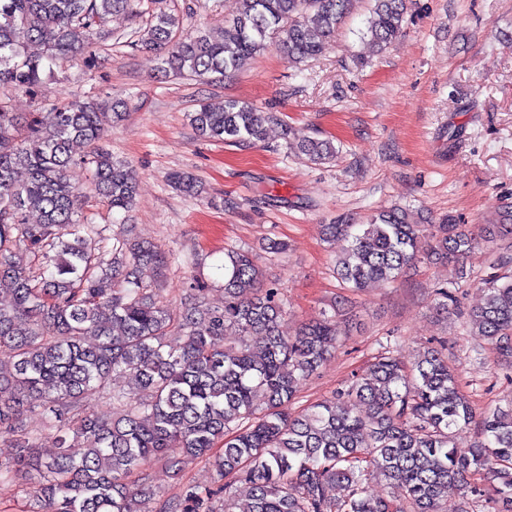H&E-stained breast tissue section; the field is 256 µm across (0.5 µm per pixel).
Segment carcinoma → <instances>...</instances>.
I'll list each match as a JSON object with an SVG mask.
<instances>
[{
    "label": "carcinoma",
    "mask_w": 512,
    "mask_h": 512,
    "mask_svg": "<svg viewBox=\"0 0 512 512\" xmlns=\"http://www.w3.org/2000/svg\"><path fill=\"white\" fill-rule=\"evenodd\" d=\"M162 0H0V87L34 96L53 66L89 48L106 18L140 19L132 46L163 55L164 71L203 82L218 80L270 48L295 64L322 56L351 13L354 0H238L219 36L186 30ZM409 0H370L363 38L382 53L400 36ZM43 46L27 54L23 44ZM271 116L259 107L226 100L201 104L189 120L202 136L254 144L266 137ZM102 113L93 99L52 105L27 117L0 96V433L14 434L17 453L0 464V484L19 481L36 512H144L154 497L130 474L154 459L179 474L189 459L212 454L220 483L182 486L156 512H439L455 487L488 512H512V404L479 422L476 440L460 442L474 412L442 350L429 347L407 366L388 345L367 370L330 399L297 415L288 413L300 386L336 345L335 310L285 334L287 317L278 289L261 285L248 248L224 253V304L208 307L206 291L174 319L147 294L144 266H164L156 245L128 238L131 229L94 248L78 233L82 195L69 181L82 164L91 191L115 214L135 196L133 171L105 151ZM310 160L336 155L328 139L300 144ZM24 173L22 181L18 173ZM71 228L73 239L62 230ZM486 241L512 237V207H501L484 227ZM331 244L346 242L334 270L344 288L397 281L422 259L468 257L480 244L465 224L445 216L422 241V225L399 205L357 224L340 217L323 225ZM25 242L40 251L39 273L12 260ZM483 301L470 313L473 335L512 364V275L482 278ZM178 322L179 344L163 341ZM134 381L146 398L127 404L112 376ZM103 397L115 411H88L79 426L59 423L62 411ZM368 408L366 415L357 405ZM54 415L57 451L43 457L39 437L18 426L25 410ZM382 478L403 499L374 494ZM248 486L246 499L235 486ZM343 495L331 498L327 487Z\"/></svg>",
    "instance_id": "1"
}]
</instances>
